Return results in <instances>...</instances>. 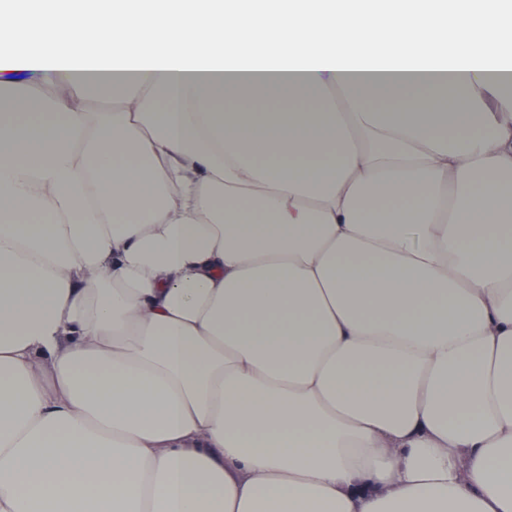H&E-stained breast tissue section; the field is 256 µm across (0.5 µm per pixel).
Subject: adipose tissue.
<instances>
[{
    "instance_id": "ef3b65f1",
    "label": "adipose tissue",
    "mask_w": 512,
    "mask_h": 512,
    "mask_svg": "<svg viewBox=\"0 0 512 512\" xmlns=\"http://www.w3.org/2000/svg\"><path fill=\"white\" fill-rule=\"evenodd\" d=\"M56 2L0 8L63 88L0 109V512H512V20Z\"/></svg>"
}]
</instances>
